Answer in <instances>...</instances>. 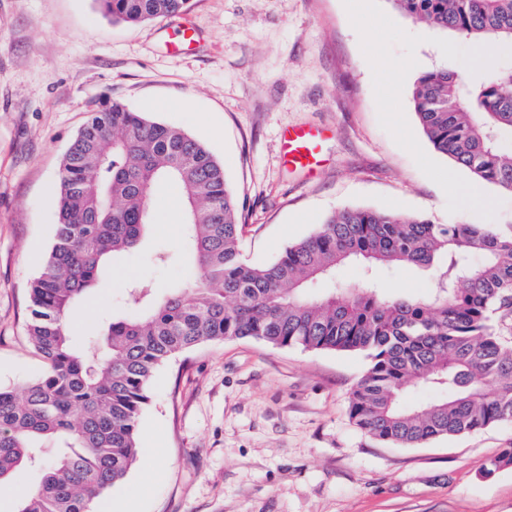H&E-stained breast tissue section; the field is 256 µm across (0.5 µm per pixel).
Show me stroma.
Segmentation results:
<instances>
[{
    "mask_svg": "<svg viewBox=\"0 0 512 512\" xmlns=\"http://www.w3.org/2000/svg\"><path fill=\"white\" fill-rule=\"evenodd\" d=\"M187 24L191 47L169 52ZM472 40L403 15L392 0H189L161 21L115 23L97 0H0V386L45 369L27 336L31 284L51 247L62 156L89 111L121 100L183 128L224 164L242 211V254L275 260L333 212L370 208L512 233V192L484 190L436 153L412 102L416 80L468 81L512 67ZM398 81L384 91L381 78ZM329 128L313 177L283 164L282 130ZM455 176L458 187L445 181ZM148 242L117 261L74 320L90 331L120 309L128 280L156 296L193 272L178 191L162 185ZM171 254L159 264L156 252ZM363 355L209 341L158 369L138 425L140 455L100 512H512V423L417 447L380 442L349 416Z\"/></svg>",
    "mask_w": 512,
    "mask_h": 512,
    "instance_id": "obj_1",
    "label": "stroma"
}]
</instances>
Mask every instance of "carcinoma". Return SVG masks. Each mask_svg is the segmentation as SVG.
<instances>
[{
  "instance_id": "1",
  "label": "carcinoma",
  "mask_w": 512,
  "mask_h": 512,
  "mask_svg": "<svg viewBox=\"0 0 512 512\" xmlns=\"http://www.w3.org/2000/svg\"><path fill=\"white\" fill-rule=\"evenodd\" d=\"M112 20L163 19L188 0H98ZM401 13L476 40L512 38V0H392ZM412 100L433 149L478 180L512 191V67L466 83L446 69L420 76ZM180 191L195 275L158 298L138 281L124 309L80 336L75 305L159 220L154 188ZM57 224L31 288L28 336L46 367L21 391L0 387V483L22 465L44 471L16 512H92L140 451L148 387L168 360L209 340L361 353L354 423L404 447L512 422V345L495 316L512 313V235L488 224H434L396 212L342 209L267 265L241 259V224L224 166L180 127L121 102L91 114L69 144L54 194ZM482 256L475 264L471 257ZM347 261L362 287L314 295L312 283ZM432 275L424 297L391 292L381 269ZM435 394L405 404L407 390ZM512 464V448L485 475Z\"/></svg>"
}]
</instances>
